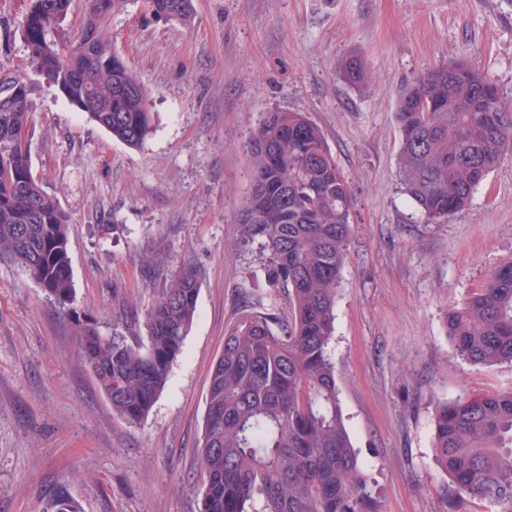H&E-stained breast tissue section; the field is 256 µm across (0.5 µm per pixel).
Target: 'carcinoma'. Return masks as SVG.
<instances>
[{
  "label": "carcinoma",
  "instance_id": "carcinoma-1",
  "mask_svg": "<svg viewBox=\"0 0 512 512\" xmlns=\"http://www.w3.org/2000/svg\"><path fill=\"white\" fill-rule=\"evenodd\" d=\"M73 0H31L22 36L31 65L72 106L125 145L152 133L149 91L102 36L128 0H84L81 28H64ZM150 14L189 26L193 0H145ZM366 81L355 61L343 68ZM30 84L0 75V261L23 269L45 298L72 305L71 219L36 181L27 138ZM396 122L406 192L427 222L466 209L512 152V105L462 61L417 75L400 93ZM252 180L240 238L268 253L271 289L288 290V314L240 286L206 395L199 444L203 512H379L344 422L331 343L353 195L321 129L303 112H269L250 144ZM201 272L182 267L150 309L146 341L76 318L80 354L112 411L137 425L164 390L197 314ZM444 327L457 356L512 363V261L494 268ZM451 509L486 500L512 512V389L439 404L433 423Z\"/></svg>",
  "mask_w": 512,
  "mask_h": 512
}]
</instances>
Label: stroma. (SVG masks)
<instances>
[{
	"label": "stroma",
	"instance_id": "35a3bbf8",
	"mask_svg": "<svg viewBox=\"0 0 512 512\" xmlns=\"http://www.w3.org/2000/svg\"><path fill=\"white\" fill-rule=\"evenodd\" d=\"M191 26L144 0L105 34L148 88L152 134L112 138L35 74L30 0H0V73L31 86L32 172L70 215L74 309L145 333L183 264L202 272L197 316L145 420L117 416L78 352L72 316L0 263V512H201L199 443L210 371L238 308L266 291L267 254L243 244L247 145L273 111L323 131L353 193L332 341L346 426L381 512H449L434 461L436 401L512 387V364L454 357L444 318L512 260V155L447 223L405 192L395 120L418 74L462 60L512 103V0H194ZM372 78L344 80L348 59Z\"/></svg>",
	"mask_w": 512,
	"mask_h": 512
}]
</instances>
